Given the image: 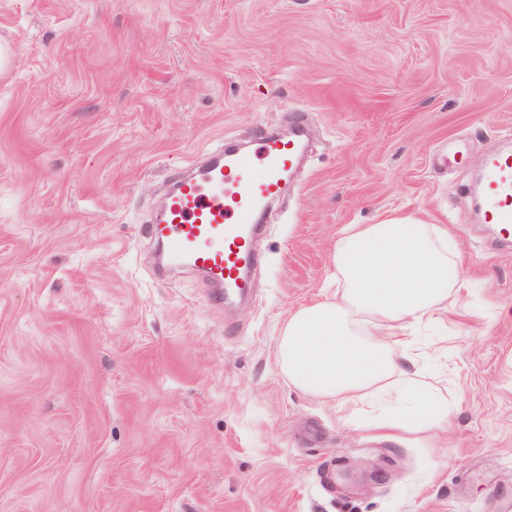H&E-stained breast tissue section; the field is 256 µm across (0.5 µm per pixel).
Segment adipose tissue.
<instances>
[{
  "mask_svg": "<svg viewBox=\"0 0 512 512\" xmlns=\"http://www.w3.org/2000/svg\"><path fill=\"white\" fill-rule=\"evenodd\" d=\"M459 265L439 225L411 215L348 225L332 253L341 288L289 315L278 344L282 375L311 397L367 406L358 427L378 439L403 445L441 426L447 406L409 367L419 358L413 333L445 307Z\"/></svg>",
  "mask_w": 512,
  "mask_h": 512,
  "instance_id": "adipose-tissue-1",
  "label": "adipose tissue"
}]
</instances>
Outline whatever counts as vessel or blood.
I'll return each instance as SVG.
<instances>
[{
	"label": "vessel or blood",
	"instance_id": "vessel-or-blood-1",
	"mask_svg": "<svg viewBox=\"0 0 512 512\" xmlns=\"http://www.w3.org/2000/svg\"><path fill=\"white\" fill-rule=\"evenodd\" d=\"M303 133L298 118L288 138L262 134L244 151L228 143L209 151L188 172L176 173L150 229L164 255L162 270L186 265L203 272L209 298L217 305L241 294L258 229L254 219L282 195L303 157ZM482 195L485 221L512 233V153L486 159Z\"/></svg>",
	"mask_w": 512,
	"mask_h": 512
}]
</instances>
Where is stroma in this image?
Returning a JSON list of instances; mask_svg holds the SVG:
<instances>
[{
    "mask_svg": "<svg viewBox=\"0 0 512 512\" xmlns=\"http://www.w3.org/2000/svg\"><path fill=\"white\" fill-rule=\"evenodd\" d=\"M0 512H494L512 498V241L473 204L512 146V0H0ZM316 148L253 294L154 275L165 183L292 117ZM447 228L464 288L421 327L426 445L277 365L339 230Z\"/></svg>",
    "mask_w": 512,
    "mask_h": 512,
    "instance_id": "1",
    "label": "stroma"
}]
</instances>
